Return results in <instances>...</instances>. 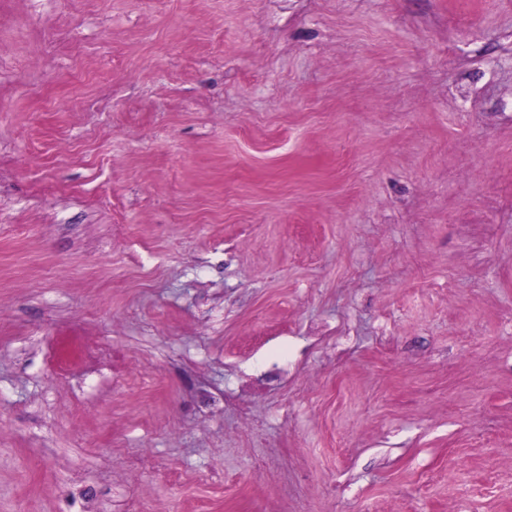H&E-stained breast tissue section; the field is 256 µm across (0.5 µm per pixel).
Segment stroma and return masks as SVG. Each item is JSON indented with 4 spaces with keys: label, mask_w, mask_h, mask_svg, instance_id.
Returning a JSON list of instances; mask_svg holds the SVG:
<instances>
[{
    "label": "stroma",
    "mask_w": 512,
    "mask_h": 512,
    "mask_svg": "<svg viewBox=\"0 0 512 512\" xmlns=\"http://www.w3.org/2000/svg\"><path fill=\"white\" fill-rule=\"evenodd\" d=\"M0 512H512V0H0Z\"/></svg>",
    "instance_id": "35a3bbf8"
}]
</instances>
